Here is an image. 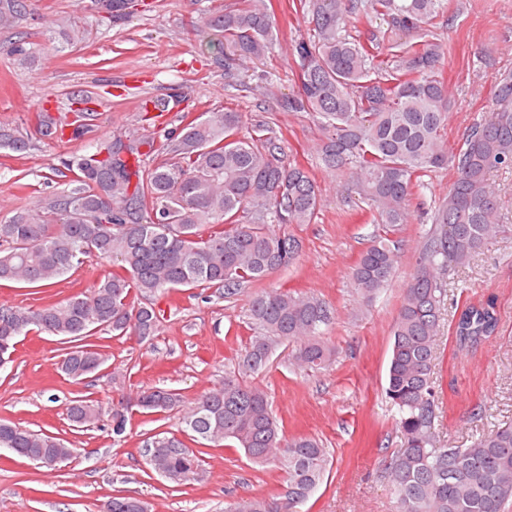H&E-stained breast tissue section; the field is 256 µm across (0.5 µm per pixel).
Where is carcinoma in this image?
Returning <instances> with one entry per match:
<instances>
[{"label":"carcinoma","instance_id":"1","mask_svg":"<svg viewBox=\"0 0 512 512\" xmlns=\"http://www.w3.org/2000/svg\"><path fill=\"white\" fill-rule=\"evenodd\" d=\"M108 19L129 18L126 0H91ZM310 35L293 45L298 95L293 112L320 120L322 167L349 175L372 209L373 222L391 231L410 223L412 201L427 188L426 177L450 166L455 178L436 205L437 230L406 282L392 326L385 393L398 413L400 447L386 460L392 512H505L512 503V424L498 426L468 444L444 447L436 438L439 400L434 380L445 289L441 273L470 262L499 231L500 200L490 184L495 170L512 168V72L500 75L495 103L469 130L463 145L448 150L445 129L451 109L441 71L446 48L433 37L448 0H294ZM31 15L30 0H0V31ZM382 26L366 38L356 34L363 18ZM203 25L217 62L231 71L261 60L273 49L276 18L264 0H241L206 11ZM416 34L420 40L399 41ZM29 42L11 43L17 63H29ZM94 113L75 112L66 124L46 112L35 115V134L53 139L69 127L83 138ZM242 117L224 106L209 108L175 131L148 139L118 137L93 152L67 160L76 186L43 198L37 207L0 220V281L48 286L89 261L110 262L88 292L38 309L0 306V360H10L18 338L36 329L70 343L60 371L74 384L105 364L99 346L87 342L109 329L150 339L158 317L150 297L175 288H217L224 297L294 260L299 242L271 224H309L320 206L316 181L287 163L279 140L265 134L239 137ZM28 136L0 124V150L23 153ZM251 215L239 222L242 213ZM398 253L379 238L355 264L351 281L370 303L392 280ZM257 329L237 357V372L197 397L183 416V433L215 445L235 441L259 466L285 474L280 492L239 497L224 512H301L323 481L329 449L312 437H287L267 391L247 378L265 371L280 346L289 360L321 369L336 351L322 339L334 317L314 295L264 289L249 300ZM494 299L464 307L454 322L465 347L497 329ZM138 398L149 413L182 403L173 390H148ZM102 408L77 396L68 417L77 428L101 420ZM0 446L39 465L74 457L69 442L19 423L0 421ZM148 464L179 483L197 474L200 460L176 436L155 435ZM136 496H113L101 512H145Z\"/></svg>","mask_w":512,"mask_h":512}]
</instances>
